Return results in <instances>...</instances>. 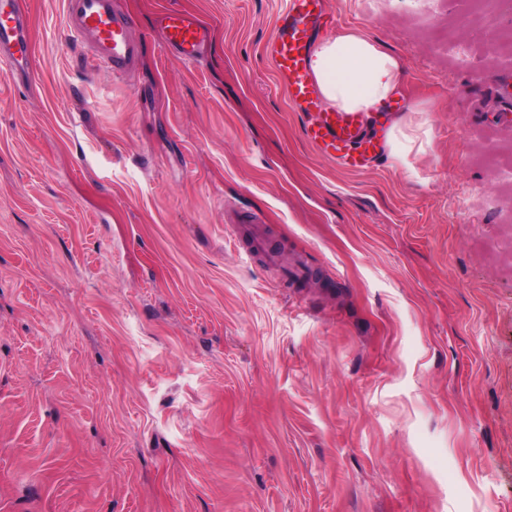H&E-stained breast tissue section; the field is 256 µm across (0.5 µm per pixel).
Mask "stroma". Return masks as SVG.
Masks as SVG:
<instances>
[{
  "label": "stroma",
  "instance_id": "35a3bbf8",
  "mask_svg": "<svg viewBox=\"0 0 512 512\" xmlns=\"http://www.w3.org/2000/svg\"><path fill=\"white\" fill-rule=\"evenodd\" d=\"M286 0H114L127 79L25 0L0 72V512H512V0H329L406 65L347 172L263 48ZM209 24L198 60L160 15ZM33 57L30 18L22 0L0 1V65L2 72L27 75ZM504 234L497 240L483 241L482 246L486 252L493 256L501 270L507 274L512 273V224H500Z\"/></svg>",
  "mask_w": 512,
  "mask_h": 512
}]
</instances>
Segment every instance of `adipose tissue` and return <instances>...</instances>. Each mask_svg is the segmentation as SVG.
<instances>
[{
    "instance_id": "obj_1",
    "label": "adipose tissue",
    "mask_w": 512,
    "mask_h": 512,
    "mask_svg": "<svg viewBox=\"0 0 512 512\" xmlns=\"http://www.w3.org/2000/svg\"><path fill=\"white\" fill-rule=\"evenodd\" d=\"M310 68L327 107L340 111L374 112L403 87L402 59L358 29L317 40Z\"/></svg>"
}]
</instances>
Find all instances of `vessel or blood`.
I'll list each match as a JSON object with an SVG mask.
<instances>
[{
	"instance_id": "obj_1",
	"label": "vessel or blood",
	"mask_w": 512,
	"mask_h": 512,
	"mask_svg": "<svg viewBox=\"0 0 512 512\" xmlns=\"http://www.w3.org/2000/svg\"><path fill=\"white\" fill-rule=\"evenodd\" d=\"M334 21L327 0H286L265 52L273 62L277 86L304 117V138L338 166L362 171L377 155L379 144L363 136L362 113L326 106L309 66L317 33ZM64 24L87 69L108 71L116 79L134 70L143 43L132 35L131 18L118 12L112 0H64ZM160 28L164 47L187 61L195 59L207 41V26L177 10L162 13ZM32 57L30 18L22 0H0V71L26 74Z\"/></svg>"
}]
</instances>
